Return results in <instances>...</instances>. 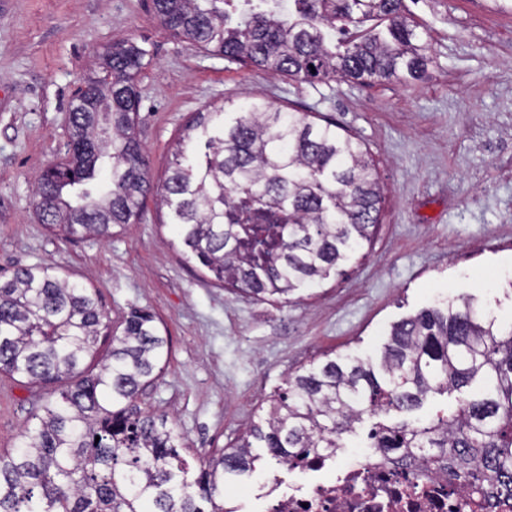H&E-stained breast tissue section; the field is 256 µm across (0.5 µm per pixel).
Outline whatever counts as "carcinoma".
<instances>
[{
    "instance_id": "carcinoma-1",
    "label": "carcinoma",
    "mask_w": 512,
    "mask_h": 512,
    "mask_svg": "<svg viewBox=\"0 0 512 512\" xmlns=\"http://www.w3.org/2000/svg\"><path fill=\"white\" fill-rule=\"evenodd\" d=\"M172 35L270 76L307 82L411 83L431 57L427 32L402 0H288V13L257 0H153ZM388 34L331 35L379 18ZM148 49L132 39L99 55V70L69 112L67 163H48L34 205L67 237L109 238L136 221L151 191L138 133L137 83ZM224 108L199 112L173 152L162 202L181 243L215 282L258 300L288 301L324 280L370 241L381 188L361 144L312 112L255 99L224 124ZM214 128L201 155L193 132ZM429 307L391 327L378 361L326 357L270 399L265 424L190 472L182 437L136 399L163 370L169 339L133 308L98 371L84 367L111 320L97 292L50 264L0 277V373L59 392L0 453V512H226L224 484L262 455L282 464L332 451L367 413L412 414L432 395L461 394L426 423L379 424L369 447L406 465L490 472L512 494V324L483 316L470 298Z\"/></svg>"
}]
</instances>
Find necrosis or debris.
Masks as SVG:
<instances>
[{"label": "necrosis or debris", "mask_w": 512, "mask_h": 512, "mask_svg": "<svg viewBox=\"0 0 512 512\" xmlns=\"http://www.w3.org/2000/svg\"><path fill=\"white\" fill-rule=\"evenodd\" d=\"M344 449L310 456L304 482L265 492L261 512H512V498L473 493L470 485L423 466L405 467L364 449L353 463Z\"/></svg>", "instance_id": "necrosis-or-debris-1"}]
</instances>
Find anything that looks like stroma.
I'll return each instance as SVG.
<instances>
[{"label":"stroma","instance_id":"1","mask_svg":"<svg viewBox=\"0 0 512 512\" xmlns=\"http://www.w3.org/2000/svg\"><path fill=\"white\" fill-rule=\"evenodd\" d=\"M429 36L422 80L360 85L270 77L172 37L152 0H0V271L51 264L94 288L121 334L150 310L170 340L142 409L168 415L198 467L267 414L287 377L324 354L373 356L391 325L468 295L512 321V13L493 0H404ZM135 38L139 134L154 188L137 221L112 237L68 238L38 217L34 180L64 158L68 101L103 49ZM263 98L333 120L360 140L383 187L370 243L319 286L271 305L204 276L156 195L190 117ZM47 388L0 375V451L13 449ZM282 465L224 487V505L302 481Z\"/></svg>","mask_w":512,"mask_h":512}]
</instances>
